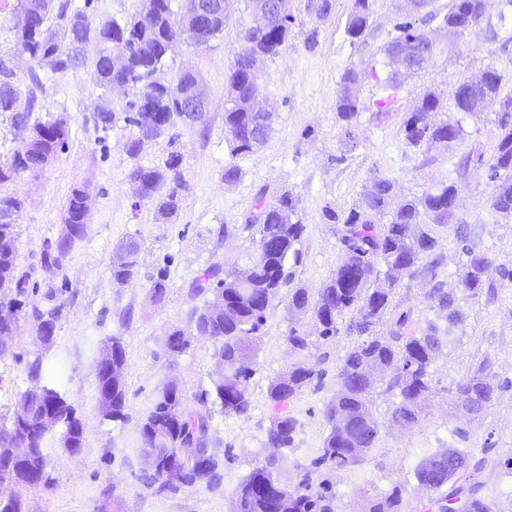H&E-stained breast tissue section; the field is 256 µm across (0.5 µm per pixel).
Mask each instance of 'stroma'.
Instances as JSON below:
<instances>
[{"mask_svg":"<svg viewBox=\"0 0 512 512\" xmlns=\"http://www.w3.org/2000/svg\"><path fill=\"white\" fill-rule=\"evenodd\" d=\"M308 0H288L296 23L286 49L265 61L258 82L274 102L276 112L269 141L245 156L231 157L224 138V95L227 71L236 43L235 26L206 45L177 46L156 74L167 83L190 69L203 81L209 98L206 126L179 125L176 140L168 136L144 141L137 156L125 146L136 129L123 110L124 99L100 87L84 71L47 75L36 92L31 122L64 121L69 128L66 151L38 174L13 175L0 192L22 202L17 225V276L26 281L28 296L20 328L0 358V420L10 421L21 395L33 388L27 366L42 359V378L53 381L74 405L85 429L81 453L69 456L61 446L63 427L46 437L50 484L17 486L27 512H230L238 484L266 455L264 434L276 412L268 384L287 370V336L297 328L315 338L312 352L320 357V382L305 388L288 406L298 420L293 449L287 450L282 481L295 483L303 465L314 457L327 433L323 412L337 389V371L355 337L339 334L320 338L310 313L289 310L286 295L271 302L262 332L255 372L248 382L251 407L244 415H224L218 406L204 407L217 378L212 339L189 335L185 350L167 346L169 334L187 328L192 308L205 299L192 296L195 280L209 266L230 267L253 249L242 224L261 190L297 195L305 224L302 261L295 267V284L317 291L336 269L342 255L336 224L323 217L325 208L348 211L362 198L373 175L392 180L399 194L419 195L435 182H456L461 189L454 223L472 228L477 244L497 262L512 264V218L494 212L488 199L494 188L486 168L471 165L460 172L466 156L491 155L499 137L493 110L477 115L456 111L451 92L462 80L497 68L512 90V21L499 26L490 39L485 26L466 32L447 55L405 80L396 92L390 116L377 119L360 111L349 122L338 120L336 100L346 68H366L372 51L381 46L409 9L404 0H376L369 48L350 45L345 23L351 0H335L330 16L317 18ZM318 29L319 44L306 50L309 29ZM441 99L440 119L461 124L463 138L448 151L424 156L407 147L400 132L406 112L424 92ZM106 107L114 118L97 124L95 110ZM183 156L181 207L168 223H158L153 206L136 201L127 178L134 165L161 164L170 152ZM236 162L242 171L233 185L224 183V167ZM91 200L86 235L76 242L61 266L44 263L64 228L66 203L73 190ZM136 242L138 267L127 283L112 277V258L121 244ZM165 273L167 297L155 303L153 281ZM62 305L53 342L44 347L34 332L32 311ZM462 322L455 340L432 365L433 393L419 423L398 430L387 420L394 398L384 380H377L371 411L380 424L375 449L356 468L328 472L341 512H361L369 499L393 487L406 489L410 512H423L427 494L418 489L414 466L419 457L440 448L455 428L467 432L465 448L484 460V495L495 512H512V471L504 466L512 456V283L498 298L458 294ZM120 340L126 356L127 418L107 421L97 405L95 365L103 346ZM490 360V382L498 385L494 404L480 416L458 410L452 400L456 383L481 360ZM176 383L186 407L210 409L208 447L222 462L217 486L157 491L148 486L136 453L139 424L168 383Z\"/></svg>","mask_w":512,"mask_h":512,"instance_id":"35a3bbf8","label":"stroma"}]
</instances>
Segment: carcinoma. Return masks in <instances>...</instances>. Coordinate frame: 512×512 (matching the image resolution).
I'll use <instances>...</instances> for the list:
<instances>
[{"label":"carcinoma","instance_id":"cac0c4a2","mask_svg":"<svg viewBox=\"0 0 512 512\" xmlns=\"http://www.w3.org/2000/svg\"><path fill=\"white\" fill-rule=\"evenodd\" d=\"M234 2L224 0V12L211 22V37L224 33L233 17ZM374 2L352 0L346 34L354 45L367 44ZM407 2L423 11L412 20L397 23L395 34L378 48L392 67L381 82L386 96L373 102L379 119L389 117L395 92L406 78L429 67L463 37L454 30L456 24L475 27L488 15L487 0H449L443 6L435 5L436 0ZM194 4L195 0H143L141 9L130 18L105 19L95 24L86 11L90 0H85L82 8L73 5L72 0H17L3 25L14 42L13 46L0 49V113H11L14 126L26 127L35 108L33 93L26 106H20L21 91L12 66L13 51L18 50L31 57L34 68L30 69L29 78L38 88L43 86L41 70L66 75L86 67L98 85L107 90L114 80H125L131 88L126 109L133 113L129 122L136 128L129 140L130 157L139 153L140 137L154 134L158 114L171 120L165 133L176 138L178 116L188 111L202 81L192 71L179 72L167 86L151 84L150 77L165 61L170 43L200 46L191 25ZM245 5L247 16L236 20L239 47L228 70L224 105L225 140L233 157L253 152L270 136L275 108L266 99L263 109H255L254 101L263 94L254 76L265 60L288 47L293 20L288 13V0H245ZM441 22L448 26L445 41L430 37V30ZM408 40L424 44V59L401 67L393 61L392 49ZM78 41L95 43L94 54L89 57L76 50L74 43ZM376 64L373 59L363 70H345L336 100L339 119L349 121L366 109L359 87L369 76L378 78ZM501 86L502 75L489 68L476 86H469L466 80L454 86V107L459 112L477 114L495 101L512 104V93L501 95ZM441 108L435 93L421 96L418 105L402 121L401 133L407 146L426 152L446 150L462 137L460 124L431 121V114ZM497 124L500 135L492 155L486 159L480 154L477 162L487 168L489 179L495 183L490 207L504 217H512V112L498 113ZM52 148L46 143L27 150L23 156L15 154L9 169L37 173L44 167L46 151ZM128 180L138 181L144 200L154 205L160 218L168 219L180 208L182 155L173 152L162 164L153 167L135 165ZM266 197V191H261L253 209L244 217L243 230L254 244L247 261L227 270L212 265L193 288L196 296L224 288V312L209 314L206 305L192 311L202 335L215 341V357L224 363V372L213 382L214 403L226 415L248 411V381L254 372L270 303L287 286L288 308L311 313L319 326V336H335L343 330L361 341L348 351L339 367L336 394L324 410L327 434L317 456L298 474L297 483L290 488L281 481L284 456L267 455L235 489L233 512H339L334 492L325 486L313 491V475L323 465L343 471L368 460L380 431V424L369 409L375 375L389 373L386 392L395 398L388 419L390 427H414L432 392V364L461 321L455 295L444 290L437 280L440 260L434 257L437 230L449 226L454 217L460 188L454 182H440L419 196L399 198L395 183L376 175L363 194L362 204L341 216L325 210L326 219L340 225L343 254L331 278L314 294L293 285L294 273L287 267L289 263L296 266L301 262L297 245L305 225L299 214V198L290 191L277 193L271 201ZM83 199L84 191L80 189L74 190L68 199L64 223L72 237L57 242L56 249L60 251L72 249L85 235ZM20 210L17 197L0 194V290L15 292L8 306L14 310L16 319L25 305L21 297L26 295L25 281L14 278ZM455 235L465 257V273L457 287L471 297L484 295L495 299L498 282L512 283V267L495 263L471 242L469 225H456ZM123 251L125 265L112 269V276L120 284L133 277L138 265L137 243L128 242ZM404 279L433 283L426 294L433 317L418 319L411 309L394 303L395 286ZM287 343L293 362L269 384L268 397L277 415L266 429L263 442L264 447L278 450L294 447L298 421L288 415V404L319 378V370L311 363L310 337L292 328ZM490 367L491 362L483 359L455 386L456 399L467 396L464 407L471 413L484 412L498 396L499 386L484 377ZM96 388L100 396L112 392L111 404L101 408L103 417L112 421L126 418L124 379L102 373L96 378ZM50 403L58 406L66 434L79 429L80 420L73 405L55 385H42L41 396L28 400L29 422L22 425L16 419L11 421L6 437L12 438L22 431V426H27L29 453L15 458L7 448H0V485L6 481L29 485L33 475L39 482L44 479L47 454L44 437L35 430V422ZM210 419L209 414L185 407L175 387H163L141 422L137 447L142 471L150 484L158 485V491L203 484L210 488L217 484L219 460L209 458L202 467L185 455L190 446L200 456L208 453ZM451 438L448 447L466 461L468 469L457 473L440 464L443 448L426 452L414 467L417 488L434 494L430 508L435 512H456L464 503L468 504L466 512H494L493 504L482 494L484 481L478 479L484 460L454 447L466 439L465 431L456 429ZM0 512H24L20 496L14 491L0 493ZM364 512H406L402 492L397 489L369 500Z\"/></svg>","mask_w":512,"mask_h":512}]
</instances>
